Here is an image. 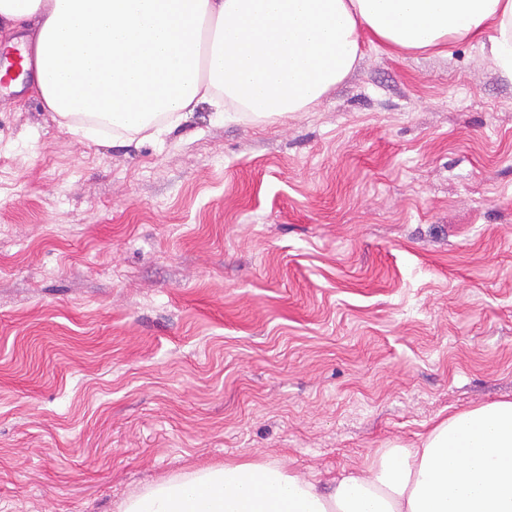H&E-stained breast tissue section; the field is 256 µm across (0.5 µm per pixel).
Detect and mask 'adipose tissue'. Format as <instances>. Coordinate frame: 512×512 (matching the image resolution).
<instances>
[{
  "label": "adipose tissue",
  "mask_w": 512,
  "mask_h": 512,
  "mask_svg": "<svg viewBox=\"0 0 512 512\" xmlns=\"http://www.w3.org/2000/svg\"><path fill=\"white\" fill-rule=\"evenodd\" d=\"M474 39L512 78V0H0V46L32 48L31 87L60 127L142 141L208 103L262 118L307 111L363 42L446 53ZM117 512H512V401L438 421L368 472L320 489L274 463L207 466Z\"/></svg>",
  "instance_id": "adipose-tissue-1"
}]
</instances>
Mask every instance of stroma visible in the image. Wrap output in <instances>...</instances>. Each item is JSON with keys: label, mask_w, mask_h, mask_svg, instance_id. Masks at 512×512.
Instances as JSON below:
<instances>
[{"label": "stroma", "mask_w": 512, "mask_h": 512, "mask_svg": "<svg viewBox=\"0 0 512 512\" xmlns=\"http://www.w3.org/2000/svg\"><path fill=\"white\" fill-rule=\"evenodd\" d=\"M448 50L129 145L0 95V512L239 461L326 487L512 400V81Z\"/></svg>", "instance_id": "stroma-1"}]
</instances>
